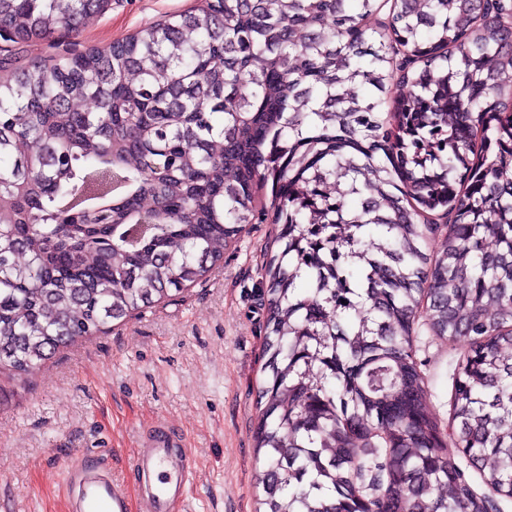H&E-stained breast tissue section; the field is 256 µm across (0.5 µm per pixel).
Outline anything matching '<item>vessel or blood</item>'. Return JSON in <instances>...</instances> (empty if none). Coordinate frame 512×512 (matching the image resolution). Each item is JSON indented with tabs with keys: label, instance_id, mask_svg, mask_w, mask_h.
Instances as JSON below:
<instances>
[{
	"label": "vessel or blood",
	"instance_id": "1",
	"mask_svg": "<svg viewBox=\"0 0 512 512\" xmlns=\"http://www.w3.org/2000/svg\"><path fill=\"white\" fill-rule=\"evenodd\" d=\"M130 468L138 487V500H130L125 489L100 462L72 467L68 484L71 512H184L193 473L186 449H174L163 435L142 441Z\"/></svg>",
	"mask_w": 512,
	"mask_h": 512
}]
</instances>
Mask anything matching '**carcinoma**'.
Segmentation results:
<instances>
[{"label": "carcinoma", "instance_id": "obj_1", "mask_svg": "<svg viewBox=\"0 0 512 512\" xmlns=\"http://www.w3.org/2000/svg\"><path fill=\"white\" fill-rule=\"evenodd\" d=\"M104 0H0L12 39ZM512 0H209L0 85V368L171 300L248 224L258 512L512 499ZM446 230L445 245L428 237ZM468 350L448 462L413 351Z\"/></svg>", "mask_w": 512, "mask_h": 512}]
</instances>
